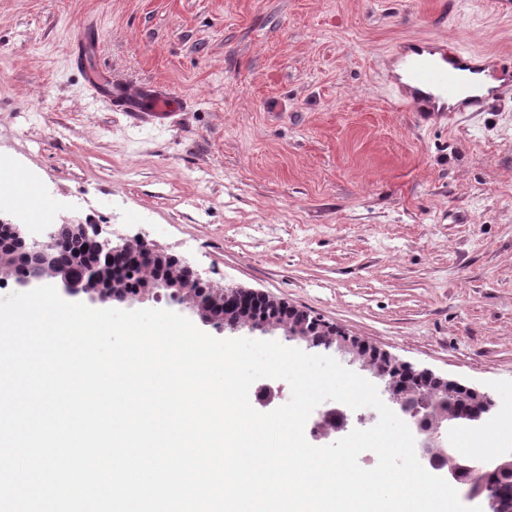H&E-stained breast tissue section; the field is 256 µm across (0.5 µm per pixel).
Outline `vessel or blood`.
Listing matches in <instances>:
<instances>
[{
	"label": "vessel or blood",
	"mask_w": 512,
	"mask_h": 512,
	"mask_svg": "<svg viewBox=\"0 0 512 512\" xmlns=\"http://www.w3.org/2000/svg\"><path fill=\"white\" fill-rule=\"evenodd\" d=\"M403 71L389 82L397 103L424 120L449 112L493 111L503 93H512V59L480 54L460 46L445 48L434 40L407 43L394 56ZM497 87L486 96L473 95L478 76Z\"/></svg>",
	"instance_id": "b4317fda"
}]
</instances>
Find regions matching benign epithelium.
I'll return each instance as SVG.
<instances>
[{"mask_svg": "<svg viewBox=\"0 0 512 512\" xmlns=\"http://www.w3.org/2000/svg\"><path fill=\"white\" fill-rule=\"evenodd\" d=\"M0 227L7 229L13 240V246L0 247L1 272L11 270L20 252L35 261L34 274L17 283L26 291L52 285L67 298L90 303L117 302L129 307L149 300L158 301L165 296L169 304L189 308L204 325L219 334L242 330L268 334L280 330L286 341L302 344L308 351L314 350L308 342L306 323L292 318L296 308L263 293L239 287L233 288V299L226 301L224 287L214 285L178 258L143 240L115 243L101 237L95 224L68 225L73 234L85 240L90 251V254L74 260V264L82 266L84 272L83 276L77 277L72 272L73 264L66 265L59 261L58 251L63 245L61 235L54 233L48 241L29 240L17 224L1 220ZM126 265L145 266L151 271L163 273V276L147 283L136 293H119L112 286L115 284L116 271ZM257 297L266 300L277 311L279 321L259 322L252 317L249 299ZM311 322L326 341L323 352L338 355L351 364L359 363L361 369L378 380L384 403L410 428L415 439L416 456L426 470L450 484L466 482L468 495L481 500L482 512H512V499L496 494L490 485L492 476L512 471V448L504 450L494 459L462 454L454 448V435L457 432L478 431L490 422L495 403L487 393L437 376L427 369H418L385 350L349 336L316 313ZM386 362L420 382L461 389L474 398V403L451 412H423L421 393L410 390L398 394L392 382L386 380L381 371V366ZM370 421V417H353L345 410L329 406L317 411L313 419L315 428L329 425L331 432L336 434L355 423L365 425Z\"/></svg>", "mask_w": 512, "mask_h": 512, "instance_id": "7a95c632", "label": "benign epithelium"}]
</instances>
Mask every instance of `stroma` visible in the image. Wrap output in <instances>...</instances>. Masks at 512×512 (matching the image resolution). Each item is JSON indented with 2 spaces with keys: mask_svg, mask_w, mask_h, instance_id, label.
Instances as JSON below:
<instances>
[{
  "mask_svg": "<svg viewBox=\"0 0 512 512\" xmlns=\"http://www.w3.org/2000/svg\"><path fill=\"white\" fill-rule=\"evenodd\" d=\"M512 55L501 0H0V158L52 219L144 239L495 401L512 448V97L417 124L412 39ZM178 98L154 118L144 88ZM133 104L111 110V90Z\"/></svg>",
  "mask_w": 512,
  "mask_h": 512,
  "instance_id": "35a3bbf8",
  "label": "stroma"
}]
</instances>
